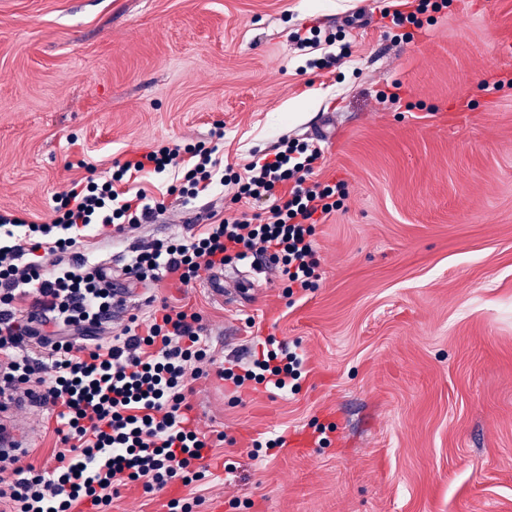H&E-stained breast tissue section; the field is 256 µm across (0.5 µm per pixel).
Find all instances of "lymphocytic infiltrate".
Wrapping results in <instances>:
<instances>
[{"label": "lymphocytic infiltrate", "instance_id": "1", "mask_svg": "<svg viewBox=\"0 0 512 512\" xmlns=\"http://www.w3.org/2000/svg\"><path fill=\"white\" fill-rule=\"evenodd\" d=\"M442 7L441 0H395L380 17L410 41L428 11ZM216 153L199 143L156 144L116 163L109 177L72 180L57 195L51 221L0 211V394H39L57 410L62 444L48 469L0 454V501L8 512H75L81 504L106 512L122 486L136 483L150 493L209 476L212 442L192 426L185 394L189 380L204 374L201 314L164 300L149 322L130 317L119 336L101 341L115 291L105 269L88 264L79 246L87 230L108 239L165 216V202L139 189L140 181L174 169L186 202L209 193L226 181ZM322 161L320 147L297 139L255 153L245 176L229 180L231 201L245 206L270 198L267 217L243 209L191 238L143 246L124 275L186 287L201 268L259 255L278 269L287 296L309 290L319 267L316 226L346 196L344 182L314 180ZM280 185L287 194L276 195ZM32 342L47 348L46 361L21 356ZM302 361L296 352L266 351L217 374L237 394L251 381L284 391Z\"/></svg>", "mask_w": 512, "mask_h": 512}]
</instances>
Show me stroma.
<instances>
[{
	"mask_svg": "<svg viewBox=\"0 0 512 512\" xmlns=\"http://www.w3.org/2000/svg\"><path fill=\"white\" fill-rule=\"evenodd\" d=\"M319 27L350 47L297 50ZM512 0H452L411 42L395 41L372 0H0V209L48 221L52 198L88 171L107 175L162 140L206 141L243 173L253 151L326 126L321 181L343 207L316 227L322 277L295 299L268 264L201 269L188 287L125 279L139 246L186 238L231 215V188L193 205L167 196L163 219L81 250L112 269L125 299L107 330L147 318L150 296L199 311L216 364L261 352V330L298 346L295 391L189 380L193 425L217 464L196 489L120 488L109 512H512ZM401 83L403 103L380 102ZM44 469L61 443L51 405L16 406ZM300 453L253 450L296 435Z\"/></svg>",
	"mask_w": 512,
	"mask_h": 512,
	"instance_id": "1",
	"label": "stroma"
}]
</instances>
